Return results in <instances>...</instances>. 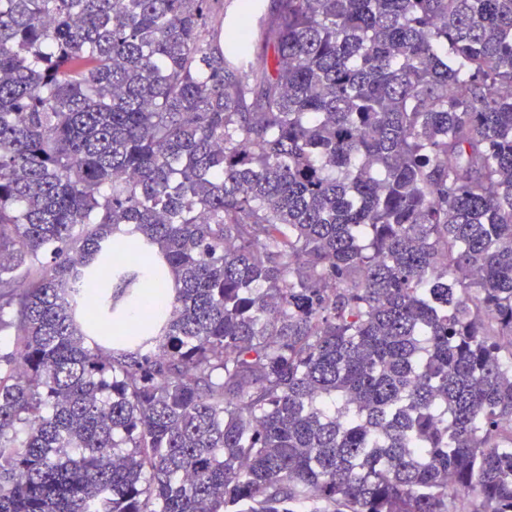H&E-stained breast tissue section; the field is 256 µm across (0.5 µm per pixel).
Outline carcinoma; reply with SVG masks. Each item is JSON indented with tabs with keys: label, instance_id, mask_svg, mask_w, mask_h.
I'll use <instances>...</instances> for the list:
<instances>
[{
	"label": "carcinoma",
	"instance_id": "obj_1",
	"mask_svg": "<svg viewBox=\"0 0 512 512\" xmlns=\"http://www.w3.org/2000/svg\"><path fill=\"white\" fill-rule=\"evenodd\" d=\"M509 89L512 0H0V512H512Z\"/></svg>",
	"mask_w": 512,
	"mask_h": 512
}]
</instances>
